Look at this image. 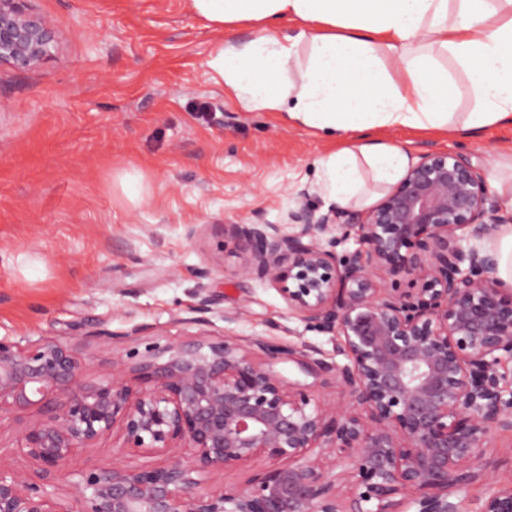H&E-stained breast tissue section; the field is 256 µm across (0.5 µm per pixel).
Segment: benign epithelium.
<instances>
[{
  "mask_svg": "<svg viewBox=\"0 0 512 512\" xmlns=\"http://www.w3.org/2000/svg\"><path fill=\"white\" fill-rule=\"evenodd\" d=\"M27 2L0 0V65L52 56L51 24ZM291 220L224 234L247 255L239 275L275 286L333 353L202 333L88 383L70 347L0 338V416L42 415L15 447L37 472L0 460V512H464L496 435L512 433V285L481 246L512 212L468 156L428 149L373 207ZM399 274L410 287L384 279ZM285 362L313 382L286 383L274 371ZM318 386L341 400H319ZM116 425L128 459L78 474L74 506H59L54 476ZM180 446L191 454H170ZM143 452L167 458L144 468L131 461ZM259 458L275 465L246 486L195 491ZM476 512H512V485L491 487Z\"/></svg>",
  "mask_w": 512,
  "mask_h": 512,
  "instance_id": "obj_1",
  "label": "benign epithelium"
}]
</instances>
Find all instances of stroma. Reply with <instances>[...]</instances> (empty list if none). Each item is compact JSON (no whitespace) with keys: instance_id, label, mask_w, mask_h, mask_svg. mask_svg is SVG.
Here are the masks:
<instances>
[{"instance_id":"stroma-1","label":"stroma","mask_w":512,"mask_h":512,"mask_svg":"<svg viewBox=\"0 0 512 512\" xmlns=\"http://www.w3.org/2000/svg\"><path fill=\"white\" fill-rule=\"evenodd\" d=\"M55 29L40 65L0 68V338L70 345L97 380L113 357L200 333L298 339L326 336L289 316L279 290L238 270L244 257L220 230L289 212H327L318 158L330 140L276 113L243 110L210 78L221 38L186 0H30ZM411 153L458 148L489 178L512 175V126L474 136L384 132ZM149 194L130 200L120 176ZM213 301L196 321L203 297ZM281 330L269 329V321ZM37 411L0 421V459L12 455ZM120 429L101 436L58 474L71 501L75 472L111 461Z\"/></svg>"}]
</instances>
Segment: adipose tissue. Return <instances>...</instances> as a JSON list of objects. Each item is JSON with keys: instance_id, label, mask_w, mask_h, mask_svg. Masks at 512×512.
<instances>
[{"instance_id": "adipose-tissue-1", "label": "adipose tissue", "mask_w": 512, "mask_h": 512, "mask_svg": "<svg viewBox=\"0 0 512 512\" xmlns=\"http://www.w3.org/2000/svg\"><path fill=\"white\" fill-rule=\"evenodd\" d=\"M217 30L248 25L243 42H219L212 81L243 109L349 140L318 161V188L332 205L368 196L406 173L405 148L376 132L409 128L474 135L512 124V0H187ZM295 18L281 35L270 22ZM461 72L475 98L457 117Z\"/></svg>"}]
</instances>
